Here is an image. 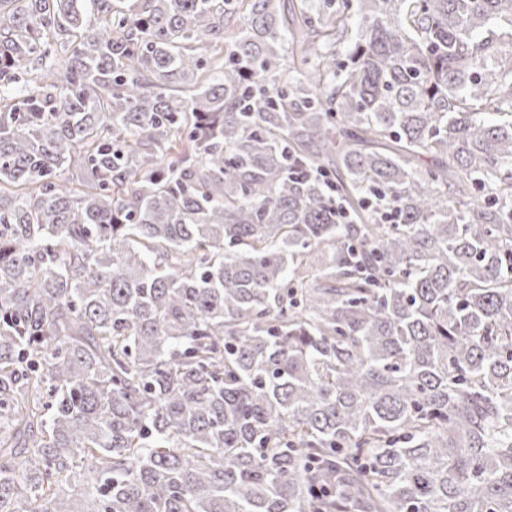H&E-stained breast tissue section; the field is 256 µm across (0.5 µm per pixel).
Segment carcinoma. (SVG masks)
Instances as JSON below:
<instances>
[{"label":"carcinoma","mask_w":512,"mask_h":512,"mask_svg":"<svg viewBox=\"0 0 512 512\" xmlns=\"http://www.w3.org/2000/svg\"><path fill=\"white\" fill-rule=\"evenodd\" d=\"M512 0H0V512H512Z\"/></svg>","instance_id":"carcinoma-1"}]
</instances>
